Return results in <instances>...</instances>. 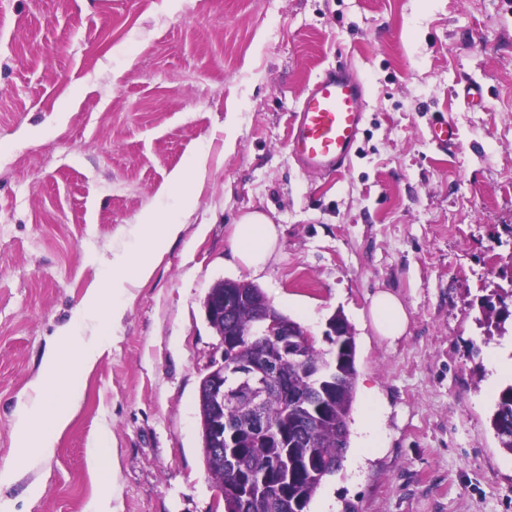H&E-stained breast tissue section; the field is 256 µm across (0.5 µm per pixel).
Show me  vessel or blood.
<instances>
[{"label":"vessel or blood","instance_id":"vessel-or-blood-1","mask_svg":"<svg viewBox=\"0 0 512 512\" xmlns=\"http://www.w3.org/2000/svg\"><path fill=\"white\" fill-rule=\"evenodd\" d=\"M367 84L350 60L343 59L306 90L292 123L290 142L301 168L309 173L340 172L356 153L366 121ZM432 140L447 149L459 135L446 118L436 119Z\"/></svg>","mask_w":512,"mask_h":512}]
</instances>
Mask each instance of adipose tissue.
<instances>
[{
    "instance_id": "1",
    "label": "adipose tissue",
    "mask_w": 512,
    "mask_h": 512,
    "mask_svg": "<svg viewBox=\"0 0 512 512\" xmlns=\"http://www.w3.org/2000/svg\"><path fill=\"white\" fill-rule=\"evenodd\" d=\"M206 173L207 158L201 154L189 166L169 175L162 190L182 194L181 214L174 219L154 211L143 214L136 227L137 248L113 258L107 285L86 295L71 326L47 350L30 394L14 409L13 426L19 439V451L11 463L0 466V485L12 482L30 456L53 454L59 435L82 401L81 379L93 369L108 344L104 336H83L87 320L96 319L104 325L119 324L129 286L148 279L157 254L182 235ZM278 241L279 230L265 213L246 212L234 224L230 258L252 274L262 273L273 259ZM369 315L373 330L384 340L396 341L407 329L408 312L391 291L380 290L372 296ZM105 445L106 438L100 434L86 449L87 464L100 475L103 483L89 512H117L108 487L114 463L106 457Z\"/></svg>"
}]
</instances>
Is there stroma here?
Instances as JSON below:
<instances>
[{
    "label": "stroma",
    "mask_w": 512,
    "mask_h": 512,
    "mask_svg": "<svg viewBox=\"0 0 512 512\" xmlns=\"http://www.w3.org/2000/svg\"><path fill=\"white\" fill-rule=\"evenodd\" d=\"M344 57L369 83L364 132L342 173H308L290 123ZM468 82L483 105L457 97ZM441 115L460 134L447 150L429 135ZM201 153L182 239L131 288L53 455L0 501L86 512V444L104 428L118 512H223L197 397L218 342L203 301L228 278L312 335L339 310L353 328L350 447L308 512H512V454L490 427L512 379L490 384L486 360L512 339V0H0V465L47 342L136 246L145 210L179 213L160 188ZM253 209L280 231L256 276L224 262ZM381 288L409 315L393 344L370 324ZM370 389L386 450L365 457Z\"/></svg>",
    "instance_id": "stroma-1"
}]
</instances>
